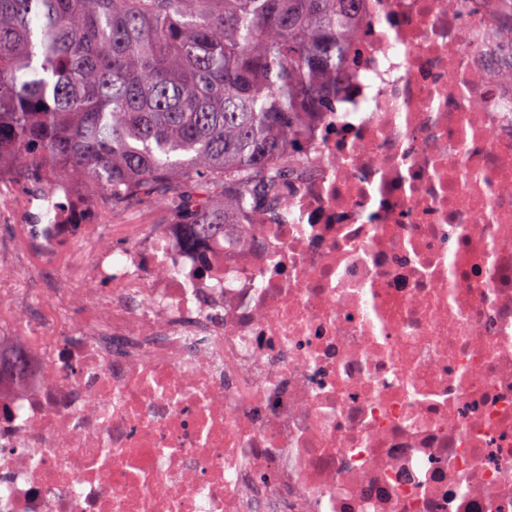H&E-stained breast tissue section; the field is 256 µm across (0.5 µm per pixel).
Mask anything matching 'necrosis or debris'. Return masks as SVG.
<instances>
[{
  "label": "necrosis or debris",
  "mask_w": 512,
  "mask_h": 512,
  "mask_svg": "<svg viewBox=\"0 0 512 512\" xmlns=\"http://www.w3.org/2000/svg\"><path fill=\"white\" fill-rule=\"evenodd\" d=\"M500 20L365 0L285 211L197 246L185 224L104 245L97 191H22L0 163L43 307L0 324L26 359L0 376V512H512Z\"/></svg>",
  "instance_id": "1"
}]
</instances>
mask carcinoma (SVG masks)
<instances>
[{
	"instance_id": "1",
	"label": "carcinoma",
	"mask_w": 512,
	"mask_h": 512,
	"mask_svg": "<svg viewBox=\"0 0 512 512\" xmlns=\"http://www.w3.org/2000/svg\"><path fill=\"white\" fill-rule=\"evenodd\" d=\"M363 0H0V157L207 237L282 209L283 158L346 75Z\"/></svg>"
}]
</instances>
